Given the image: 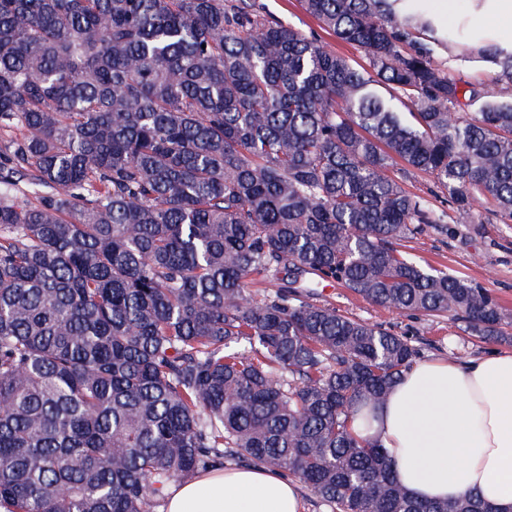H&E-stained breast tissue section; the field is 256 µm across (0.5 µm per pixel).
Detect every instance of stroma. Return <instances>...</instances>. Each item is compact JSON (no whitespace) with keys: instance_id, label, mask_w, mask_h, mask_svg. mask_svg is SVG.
<instances>
[{"instance_id":"stroma-1","label":"stroma","mask_w":512,"mask_h":512,"mask_svg":"<svg viewBox=\"0 0 512 512\" xmlns=\"http://www.w3.org/2000/svg\"><path fill=\"white\" fill-rule=\"evenodd\" d=\"M254 3L261 14L315 36L328 49L353 56L352 48L323 31L306 14L300 0H254ZM404 186L427 197L436 211L447 214L444 223L426 227L406 241L405 251L422 266L448 269L451 274L487 288L505 315L502 335L488 338L474 335L445 314L407 315L383 309L336 283L317 285L314 302L409 337L423 359L440 357L461 361L494 350H512V221L474 224L470 219L448 213L447 193L436 189L432 179L421 172H411Z\"/></svg>"}]
</instances>
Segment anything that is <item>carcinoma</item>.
I'll return each mask as SVG.
<instances>
[{
  "label": "carcinoma",
  "mask_w": 512,
  "mask_h": 512,
  "mask_svg": "<svg viewBox=\"0 0 512 512\" xmlns=\"http://www.w3.org/2000/svg\"><path fill=\"white\" fill-rule=\"evenodd\" d=\"M302 4L360 60L253 0H0V512H155L226 454L334 512H493L396 483L353 425L418 350L311 296L503 335L489 290L399 249L445 218L399 177L512 221V102L389 0ZM480 57L512 93V53ZM439 56L446 67L459 71L464 79L472 83H484L490 89L495 87L490 82L491 68L477 59L478 53L464 50L455 56V64H448V42L444 41L438 48ZM496 89V88H495Z\"/></svg>",
  "instance_id": "carcinoma-1"
}]
</instances>
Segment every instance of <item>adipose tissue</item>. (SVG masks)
<instances>
[{
    "label": "adipose tissue",
    "instance_id": "obj_1",
    "mask_svg": "<svg viewBox=\"0 0 512 512\" xmlns=\"http://www.w3.org/2000/svg\"><path fill=\"white\" fill-rule=\"evenodd\" d=\"M436 34L464 29L468 48L512 53V0H396ZM361 437L387 448L397 482L423 501L470 494L512 512V351L454 363L415 362L393 385ZM166 512H303L297 484L278 471L226 468L173 488Z\"/></svg>",
    "mask_w": 512,
    "mask_h": 512
}]
</instances>
